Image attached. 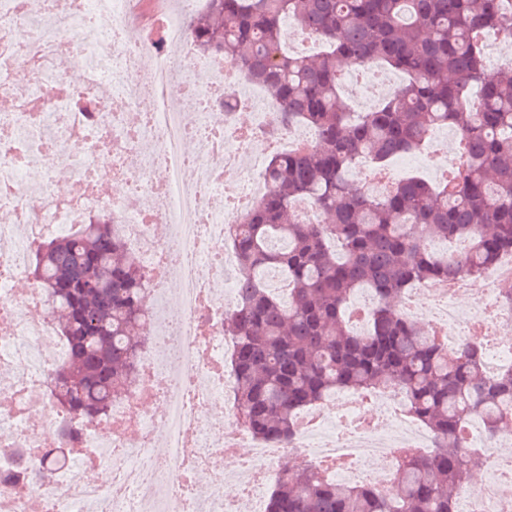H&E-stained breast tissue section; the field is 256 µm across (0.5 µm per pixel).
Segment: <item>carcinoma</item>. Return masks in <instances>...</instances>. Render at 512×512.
Here are the masks:
<instances>
[{"label": "carcinoma", "mask_w": 512, "mask_h": 512, "mask_svg": "<svg viewBox=\"0 0 512 512\" xmlns=\"http://www.w3.org/2000/svg\"><path fill=\"white\" fill-rule=\"evenodd\" d=\"M318 41L313 56L290 52L283 20ZM512 23V0H208L189 20L197 52L230 60L276 102L279 124L310 126L316 141L271 156L270 184L231 225L245 291L224 319L234 342V416L255 437L289 443L296 416L336 389L392 387L435 445L404 450L400 482L383 493L370 482L325 479L308 463L274 480L267 512H459L477 451L465 428L481 416L491 436L512 435V372L484 373L486 350L449 353L404 317L392 300L425 282L469 279L512 254V68L488 69L482 38ZM375 62L401 74L399 91L352 120L341 94L346 71ZM480 105L471 106L473 99ZM456 136L451 179L399 180L382 198L353 188L361 158L379 167L421 149L435 129ZM306 199L323 216L303 224ZM463 242L461 254L433 249ZM34 275L66 349L52 397L78 420L107 416L136 377L148 318L146 271L107 218L34 242ZM282 276L290 302L262 282ZM372 288L382 302L354 332L348 305ZM68 448H10L0 483L40 472L46 493L65 474Z\"/></svg>", "instance_id": "cac0c4a2"}]
</instances>
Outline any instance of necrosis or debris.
<instances>
[{"label": "necrosis or debris", "instance_id": "necrosis-or-debris-1", "mask_svg": "<svg viewBox=\"0 0 512 512\" xmlns=\"http://www.w3.org/2000/svg\"><path fill=\"white\" fill-rule=\"evenodd\" d=\"M138 0H47L35 22L28 0H0V96L12 109L0 113V451L7 448H65L59 430L65 414L46 388L65 348L46 313L38 286L18 292L28 278L32 245L48 233L109 215L149 275L157 303L139 354V370L127 397L110 415L82 424L74 474L45 497L39 478L22 486H0V512H264L267 489L278 468L279 444L255 438L232 415L215 420L212 403L233 380L224 337V279L236 264L229 227L255 198L269 189L263 177L268 155L305 140L291 126L276 139L265 136L276 122L267 98L251 99L252 124L239 136L234 113L217 115L237 77L222 59L199 56L188 37L198 0H182L165 28L134 24ZM152 67H145V59ZM87 74L84 86L67 80L72 62ZM25 70L29 83L14 75ZM400 78L368 64L347 77L355 111L369 112L378 96L398 90ZM192 151H185V143ZM112 163L121 195L98 193L101 157ZM71 170V188L52 190L55 167ZM43 168L37 186L25 173ZM167 227L158 236L156 225ZM512 276V254L481 276L442 291L421 286L400 302L410 319L425 318L439 329L448 350L483 346L472 322L491 317L495 329L512 328V305H499L496 286ZM176 292H169V282ZM477 300L462 311L461 296ZM339 413L319 408L298 419L297 453L317 463L336 459L327 473L357 484L366 463L379 472L378 489L391 490L399 467V441L415 438V451L433 445L401 398L379 390L367 396L333 395ZM42 424L30 430L29 415ZM469 443L483 449L492 470L465 486L461 512H512V435L487 436L481 421L468 430ZM167 453L155 458V445ZM108 467L107 481L85 471ZM210 476L199 493L193 476ZM238 493L228 497L225 484Z\"/></svg>", "mask_w": 512, "mask_h": 512}]
</instances>
